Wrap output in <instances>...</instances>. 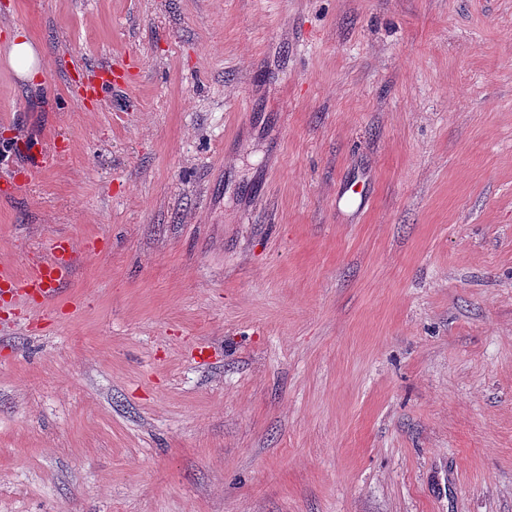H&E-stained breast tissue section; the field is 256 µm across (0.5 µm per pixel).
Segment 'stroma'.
Here are the masks:
<instances>
[{"label":"stroma","mask_w":512,"mask_h":512,"mask_svg":"<svg viewBox=\"0 0 512 512\" xmlns=\"http://www.w3.org/2000/svg\"><path fill=\"white\" fill-rule=\"evenodd\" d=\"M59 237L0 512H512V0H0V262ZM9 64L20 78L28 81L42 73V61L38 51L32 41L21 34L11 44Z\"/></svg>","instance_id":"1"}]
</instances>
